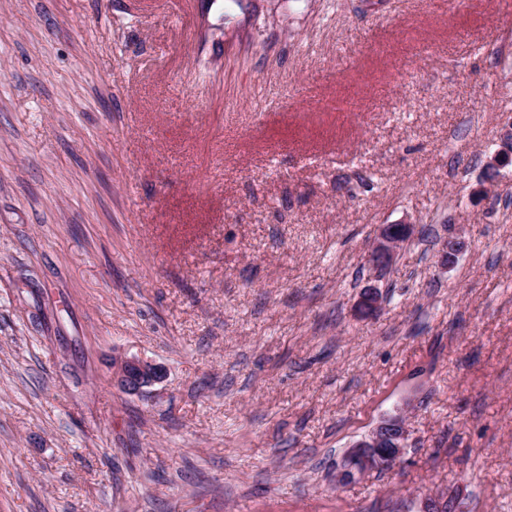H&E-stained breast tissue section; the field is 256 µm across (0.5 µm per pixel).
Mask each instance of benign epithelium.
Masks as SVG:
<instances>
[{
  "label": "benign epithelium",
  "mask_w": 512,
  "mask_h": 512,
  "mask_svg": "<svg viewBox=\"0 0 512 512\" xmlns=\"http://www.w3.org/2000/svg\"><path fill=\"white\" fill-rule=\"evenodd\" d=\"M411 224H386L375 237L369 251V261L388 265L397 250L413 234ZM360 310L373 315L380 309L378 293L368 288L361 296ZM164 377L161 365L138 356H120L112 359V386L134 395L143 388L158 383ZM406 427L404 414L399 412L382 420L364 438L356 442L342 459L339 480L346 481L372 471L393 467L405 451Z\"/></svg>",
  "instance_id": "benign-epithelium-1"
}]
</instances>
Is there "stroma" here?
<instances>
[{"label": "stroma", "mask_w": 512, "mask_h": 512, "mask_svg": "<svg viewBox=\"0 0 512 512\" xmlns=\"http://www.w3.org/2000/svg\"><path fill=\"white\" fill-rule=\"evenodd\" d=\"M510 123L512 0H0V512H512ZM410 224H386L379 230L369 251V261L376 265H389L397 250L413 234ZM164 377L161 365L138 356L112 359V385L125 394H139L143 388L158 383ZM406 432L402 412L382 420L344 456L339 468V480L346 481L356 475L393 467L404 454Z\"/></svg>", "instance_id": "1"}]
</instances>
